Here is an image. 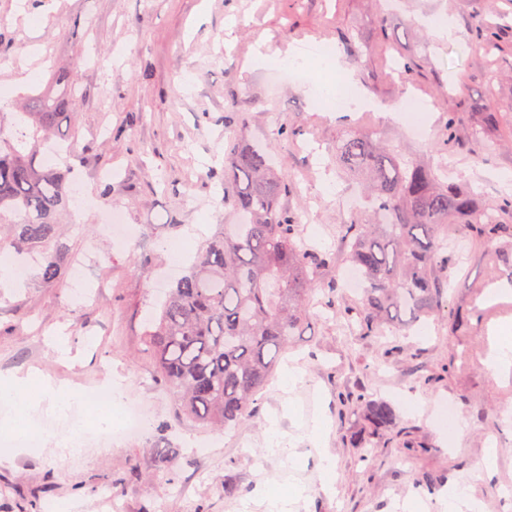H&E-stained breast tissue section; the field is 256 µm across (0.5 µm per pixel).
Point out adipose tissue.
<instances>
[{"label": "adipose tissue", "mask_w": 512, "mask_h": 512, "mask_svg": "<svg viewBox=\"0 0 512 512\" xmlns=\"http://www.w3.org/2000/svg\"><path fill=\"white\" fill-rule=\"evenodd\" d=\"M35 370H12L0 374V429L26 437L33 420L42 411L66 413L71 402L51 380L36 381Z\"/></svg>", "instance_id": "1"}]
</instances>
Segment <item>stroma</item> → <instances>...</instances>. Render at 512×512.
Instances as JSON below:
<instances>
[{
	"mask_svg": "<svg viewBox=\"0 0 512 512\" xmlns=\"http://www.w3.org/2000/svg\"><path fill=\"white\" fill-rule=\"evenodd\" d=\"M485 0H58L57 8L18 13L0 0V86L29 101L53 69H67L77 98L70 137L75 176L91 201L82 213L63 216L70 256L98 243V261L86 286L73 293V274L42 284L40 266L27 261L23 280L0 264V372L34 368L65 390L94 389L119 381L127 400L150 413L145 434L93 441L96 425L86 411L78 423L84 448L63 455L33 448L0 464V512H265L267 493L301 489L292 512H404L419 498L439 512L440 494L470 486L486 512H512V378L487 370L497 336L512 326V293L482 288L486 260L473 253L469 278L453 304L467 326L450 333L443 320H421L409 336L365 338L341 312L356 292L336 291L337 308L318 301L298 346L279 363L275 380L260 393L253 416L228 429L207 428L184 417L155 375L142 343L155 302L154 281L173 264L169 241L187 253L215 225L243 216L226 198L224 157L239 127L266 147L292 191L286 211L301 224L307 244L340 250L338 230L353 216L344 201L358 189L336 170V147L351 128L373 132L406 157L445 167L450 181L484 199L512 195V147L492 155L449 146L444 96L469 102L483 91L490 62L465 35ZM449 19L452 34L431 26ZM331 44L358 97L376 110L337 114L314 106L321 89L313 66L288 76L286 67L254 65L257 53L292 58L305 43ZM413 71H406V64ZM428 103V134L414 140L407 119L414 99ZM290 127L294 136L282 135ZM122 210L145 246L118 247L104 230L100 203ZM482 309L475 318L473 309ZM67 336L61 357L52 334ZM295 367L298 381L284 392L279 379ZM396 407V429L353 447L363 424L357 396ZM453 405L463 433L437 425L441 404ZM322 418L311 442L306 425ZM287 442L272 449L270 426ZM208 444L199 455L198 444ZM496 446L494 465L486 451ZM177 448L171 465L157 463L161 448ZM332 456L335 474L319 464ZM440 480L437 493L420 483ZM235 488L225 495V484ZM108 488L102 499L100 488Z\"/></svg>",
	"mask_w": 512,
	"mask_h": 512,
	"instance_id": "obj_1",
	"label": "stroma"
}]
</instances>
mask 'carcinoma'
<instances>
[{
  "label": "carcinoma",
  "instance_id": "carcinoma-1",
  "mask_svg": "<svg viewBox=\"0 0 512 512\" xmlns=\"http://www.w3.org/2000/svg\"><path fill=\"white\" fill-rule=\"evenodd\" d=\"M469 44L477 52L500 51L497 27L477 23ZM499 77L487 72L484 95L468 106V138L484 148L492 133L512 137V119L495 106ZM74 93L69 72L58 70L35 96V108L15 104L11 127L0 124V252L40 255L47 285L65 273L60 216L73 197L68 159L51 160L41 146L51 138L69 141L63 120ZM336 162L360 180L367 203L360 218L341 226L346 258L364 283L361 298L346 306L361 335L408 332L432 315L456 332L446 291L457 261L473 251L487 256L489 284L512 286V198L487 201L442 182L431 165L412 162L359 129L341 138ZM224 177L249 223L218 225L152 312L143 343L182 412L203 426L226 428L251 414L280 358L303 335L312 285L334 260L303 247L300 224L280 208L288 179L272 172L244 127L225 157ZM361 402L372 435L399 423L390 403Z\"/></svg>",
  "mask_w": 512,
  "mask_h": 512
}]
</instances>
